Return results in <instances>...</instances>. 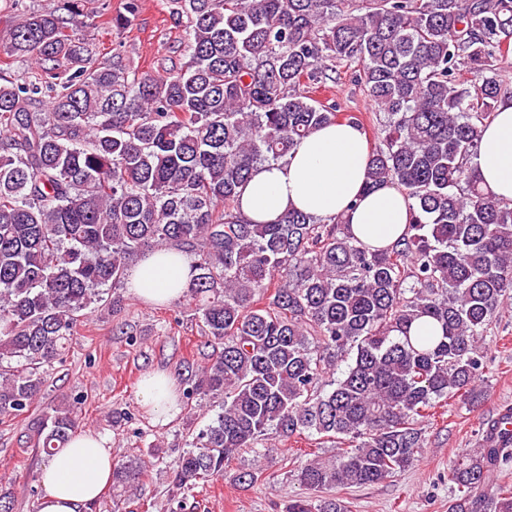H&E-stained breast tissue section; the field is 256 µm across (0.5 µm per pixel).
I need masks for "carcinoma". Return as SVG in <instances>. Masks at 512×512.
<instances>
[{"label":"carcinoma","instance_id":"carcinoma-1","mask_svg":"<svg viewBox=\"0 0 512 512\" xmlns=\"http://www.w3.org/2000/svg\"><path fill=\"white\" fill-rule=\"evenodd\" d=\"M82 7L61 0L0 31V56L38 70L0 76V418L39 399L42 367L81 319L121 310L130 263L175 247L192 260L186 297L216 348L192 393L221 404L177 455L170 491L224 477L263 437L308 432L336 455L296 469L322 497L282 512H350L336 490L413 467L422 422L473 396L480 342L512 301V203L471 166L497 103L512 99L498 75L512 0H166L184 31L179 62L140 74L118 53L94 60L73 23ZM136 9L127 0L112 26L129 27ZM343 63L360 66L384 114L367 184L395 185L411 212L403 237L374 251L338 217L250 224L237 212L255 167L339 121L304 87ZM81 404L64 397L41 418L45 455L77 432ZM511 457L512 430L459 458L448 512H512V489L489 487ZM143 475L118 461L112 484Z\"/></svg>","mask_w":512,"mask_h":512}]
</instances>
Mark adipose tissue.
<instances>
[{
    "label": "adipose tissue",
    "instance_id": "ef3b65f1",
    "mask_svg": "<svg viewBox=\"0 0 512 512\" xmlns=\"http://www.w3.org/2000/svg\"><path fill=\"white\" fill-rule=\"evenodd\" d=\"M369 147L351 123L317 128L286 160L257 166L239 197L243 218L255 224L275 221L294 208L315 218H341L364 245L382 249L402 237L410 222L408 201L396 186L366 190ZM472 165L482 187L512 200V100L502 102L480 138ZM192 278L191 260L176 249L156 250L128 269V286L151 304L182 297ZM169 375H147L138 390L156 419L169 421L179 409ZM112 450L106 438L80 431L50 457L41 474L40 512H84L112 479Z\"/></svg>",
    "mask_w": 512,
    "mask_h": 512
}]
</instances>
